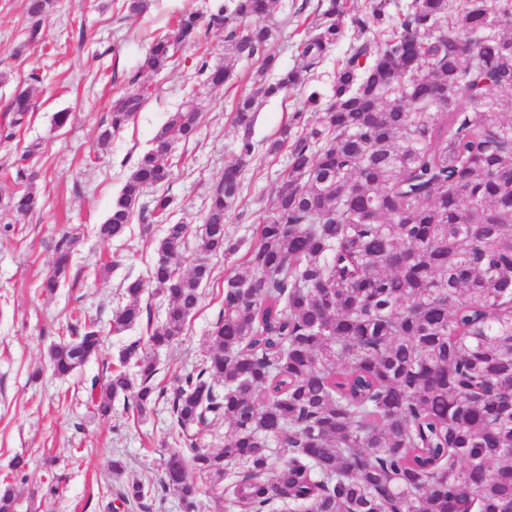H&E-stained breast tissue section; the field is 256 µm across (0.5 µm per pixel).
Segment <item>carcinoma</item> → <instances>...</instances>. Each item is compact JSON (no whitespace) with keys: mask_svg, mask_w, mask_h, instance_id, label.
Returning <instances> with one entry per match:
<instances>
[{"mask_svg":"<svg viewBox=\"0 0 512 512\" xmlns=\"http://www.w3.org/2000/svg\"><path fill=\"white\" fill-rule=\"evenodd\" d=\"M275 3L224 0L207 20L186 12L144 62L160 71L216 28L226 31L224 58L258 66L236 104L238 157L213 186L195 264L180 272L187 225H166L149 280H124L110 331L151 318L150 283L167 298L163 322L85 386L101 416L119 398L139 416L162 399L177 432L156 483L134 480L119 497L141 506L171 493L194 512L195 476L219 484L234 463L242 471L227 493L243 512H269L276 501L287 512H512V0H410L394 17L393 0L349 17L340 0H321L323 26L298 44L302 66L291 70L266 53L286 34L287 23L269 21ZM384 22L380 47L369 33ZM348 25L358 37L332 97L312 90L292 116L318 120L302 136L291 138L287 125L266 141L268 155L288 149V171L247 252L249 274L224 278L206 358L171 392L157 389L154 352L178 339L198 307L211 257L239 249L224 224L256 150L260 105L303 84ZM195 70L211 90L231 77L203 59ZM146 94L137 86L112 102L99 145L134 119ZM10 110L1 143L26 121L29 92ZM198 119L190 99L169 115L97 226L101 239L121 238L136 209L155 220L170 214L162 187L172 146L196 137ZM38 151L28 146L14 162L24 189L9 208L19 216L40 205L29 164ZM73 244L68 235L56 244L43 292L58 288ZM66 330L49 354L58 376L103 356L98 322L77 317ZM219 420L230 434L213 453L198 434ZM281 444L289 453L278 463L272 448Z\"/></svg>","mask_w":512,"mask_h":512,"instance_id":"1","label":"carcinoma"}]
</instances>
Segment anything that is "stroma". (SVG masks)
Returning <instances> with one entry per match:
<instances>
[{"instance_id": "35a3bbf8", "label": "stroma", "mask_w": 512, "mask_h": 512, "mask_svg": "<svg viewBox=\"0 0 512 512\" xmlns=\"http://www.w3.org/2000/svg\"><path fill=\"white\" fill-rule=\"evenodd\" d=\"M27 2L0 0V126L10 122L8 104L20 90H29L34 103L15 139L0 145V484L14 486L17 512H183L173 495L142 507L113 497L132 480L156 476L162 450L173 447L175 430L165 404L133 418L118 400L110 416L96 415L82 382L101 373V361L92 359L60 378L50 369L49 349L59 340L58 327L72 316L108 321L125 278H147L162 224L143 232L141 215L133 214L124 238L112 242L100 241L95 227L105 220L139 155L190 96L199 111L198 134L174 143L168 193L174 200L170 222L189 228L180 268L193 266L210 188L238 156L234 104L251 91L249 75L257 64L237 59L224 88L199 87L197 60L205 55L214 64L224 61V35L214 31L207 40L183 46L166 69L145 67L153 37L171 33L183 11L208 13L213 0H147L139 16L127 11L126 0H53L34 41L28 38ZM271 20L287 22L289 37L272 43L270 53L281 68L298 66L297 44L323 22L318 0H278ZM355 36L354 29H346L324 62L307 74L304 90L261 106L253 134L258 149L244 174L243 201L225 224L241 250L211 258L213 274L201 288L198 310L178 340L156 354L158 387L173 389L178 377L200 365L223 309L225 275L247 272L245 251L256 244L258 226L288 166L287 154L267 155L264 142L300 108L304 91L331 95L337 61ZM33 72L38 81H30ZM133 79L147 87V100L111 144L99 148L98 129ZM59 112L69 115L61 126L54 122ZM34 142L41 149L33 159L32 186L41 206L19 217L6 207L19 184L5 167ZM66 234L78 238L70 274L54 295L40 294L38 283ZM106 264L112 267L107 274L101 271ZM18 454L29 461L21 477L9 469ZM116 459L124 466L119 474L111 467Z\"/></svg>"}]
</instances>
